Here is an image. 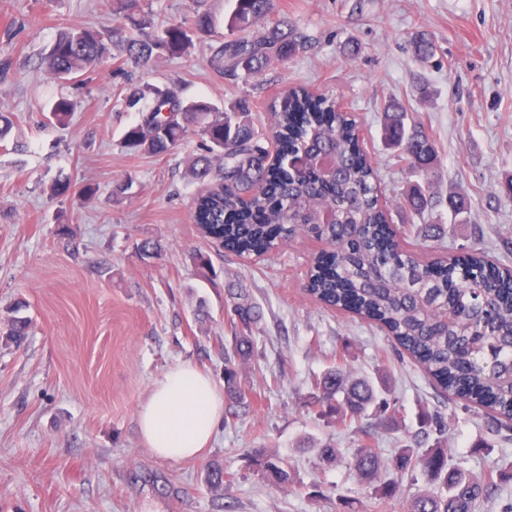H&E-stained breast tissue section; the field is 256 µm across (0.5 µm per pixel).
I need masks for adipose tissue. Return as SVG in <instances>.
<instances>
[{
	"instance_id": "ef3b65f1",
	"label": "adipose tissue",
	"mask_w": 512,
	"mask_h": 512,
	"mask_svg": "<svg viewBox=\"0 0 512 512\" xmlns=\"http://www.w3.org/2000/svg\"><path fill=\"white\" fill-rule=\"evenodd\" d=\"M223 412L224 397L214 382L182 364L157 380L140 405L139 436L155 457L182 462L212 441Z\"/></svg>"
}]
</instances>
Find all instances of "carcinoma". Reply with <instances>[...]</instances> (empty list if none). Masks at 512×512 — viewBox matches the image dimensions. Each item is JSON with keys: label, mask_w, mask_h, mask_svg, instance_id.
<instances>
[{"label": "carcinoma", "mask_w": 512, "mask_h": 512, "mask_svg": "<svg viewBox=\"0 0 512 512\" xmlns=\"http://www.w3.org/2000/svg\"><path fill=\"white\" fill-rule=\"evenodd\" d=\"M110 6L136 30L115 41L121 56L133 64H145L153 55L182 49L189 42L185 22L155 27L140 0H111ZM307 43L308 36L291 19L275 15V0H233L231 12L224 16V35L210 48L208 64L228 81H247L261 75L273 60L288 62ZM412 49L425 61L434 56L436 45L423 33ZM108 54L99 33L70 27L52 45L47 68L55 78L68 80L86 74ZM148 94L152 104L139 110L137 123L124 135L125 146L134 153L159 156L191 132L205 141L204 152L189 164L190 177L205 184L195 212L202 235L238 255L266 254L298 234L336 247L337 270H324L321 259L312 267L309 291L317 301L342 309L356 301L358 310L380 321L441 387L454 390L461 384L470 390L466 398L471 403L489 411L492 423L512 421V284L482 269L484 255L477 249L451 270L441 258L423 261L399 249L386 233L387 213L378 204L376 173L358 138L356 121L337 109L335 100L291 90L273 112L274 124L287 141L282 150L336 157V165L323 172L290 169L283 160L269 162V151L262 145L266 132L250 117L245 100L220 111L202 99H183L175 88L135 86L125 96L126 106L137 107ZM384 131L409 169L424 177V184L412 186L404 196L409 209L420 215L433 200V143L422 123L405 122V113L394 104L385 109ZM217 160L221 164L216 168ZM331 206L335 220L321 223L322 211ZM236 296L233 312L241 333L234 337L233 354L224 355V383L231 397L226 422L237 416L234 407L244 403L237 365L251 355L246 332L259 318L243 292ZM20 311L15 308L17 315L8 320L6 331L18 346L30 328ZM315 389L313 403L320 407L321 418L344 423L372 408L382 426L393 425L391 402L378 397L364 377L335 367L316 380ZM351 460L380 500L400 497L403 483L414 485L421 477L445 489L417 494L410 512H476L497 489L489 476L449 467L448 449L439 440L427 447L416 438L395 449L387 461L363 444ZM255 463L278 484L290 479L280 460L258 455ZM386 465L396 471V479L378 484L375 479Z\"/></svg>", "instance_id": "cac0c4a2"}]
</instances>
